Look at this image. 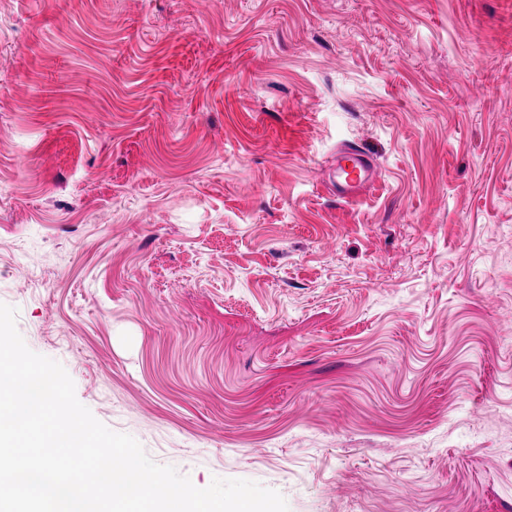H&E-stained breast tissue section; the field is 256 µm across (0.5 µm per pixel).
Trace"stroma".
Listing matches in <instances>:
<instances>
[{"label": "stroma", "instance_id": "35a3bbf8", "mask_svg": "<svg viewBox=\"0 0 512 512\" xmlns=\"http://www.w3.org/2000/svg\"><path fill=\"white\" fill-rule=\"evenodd\" d=\"M0 303L196 487L512 512V0H0ZM334 162L331 186L340 199L354 198L376 179L373 163L358 148L344 146L337 149Z\"/></svg>", "mask_w": 512, "mask_h": 512}]
</instances>
